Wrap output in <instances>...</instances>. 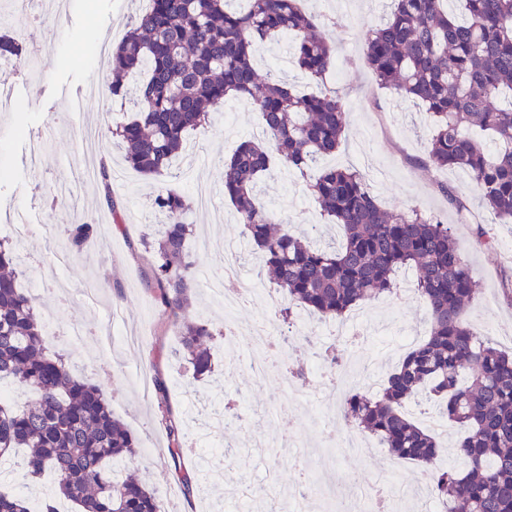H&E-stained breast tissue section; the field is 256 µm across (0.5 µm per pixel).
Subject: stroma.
<instances>
[{
    "label": "stroma",
    "instance_id": "obj_1",
    "mask_svg": "<svg viewBox=\"0 0 512 512\" xmlns=\"http://www.w3.org/2000/svg\"><path fill=\"white\" fill-rule=\"evenodd\" d=\"M146 5L147 0H29L28 18L0 20V34L22 44L10 61L12 107L0 110V228L19 218L34 229L18 278L28 287L41 319L53 323L51 341L67 355L74 375L102 388L113 414L141 447L150 449V463H133L129 469L157 488L161 512H234L224 500L225 487L252 484L272 470L280 483L287 484L295 472L284 454L237 455L235 448L243 442L238 436L230 440L233 450L221 465L213 460L202 463L199 450L184 448L182 466L200 467L206 474L204 488L185 494L169 466L158 395L153 392L145 398L140 393L136 375L144 368L151 377L165 380L169 416L184 425L188 435L205 434L212 445L223 442L222 433L207 430L204 413L212 406L224 409L232 401L236 414L244 416L254 431L297 446L307 462H334L347 481L365 480L383 467V452L364 461L350 456L328 441L319 421L321 405L329 396L320 389L312 368L327 365L332 355L343 358L342 337L323 336L311 328L305 340L280 343L278 351L289 372L311 373L294 394L283 393L273 379L254 383L246 369H225V330L233 329L245 350L250 322L279 315L278 306L269 304L263 292L268 285L263 261L224 196V162L241 141L261 138L259 112L245 102L227 100L225 108L235 111L232 125L224 123L225 108L215 109L204 128L188 133L192 150L175 161L173 175L158 179L128 169L117 141L103 137L91 144L84 139L86 129L104 128L130 115V105L114 102L102 91L108 61L96 57L94 48L117 43ZM301 6L318 19L323 37L336 49V67L325 84L346 101L349 128L336 154L319 158L307 173L274 166L258 181L261 202L296 233L341 240L342 228L326 226L307 189L323 169L336 166L359 171L383 208L403 211L419 206L448 224L480 283L478 297L464 312L466 322L477 335H489L499 348L512 352V293L506 288L512 281V253L503 248L512 241V224L497 225L499 248L478 244L477 228L486 221V212L475 198H466L460 208L443 193L447 186L462 189L469 176L434 168L426 155L431 117L411 100L381 88L363 58L364 39L390 12V0H302ZM91 150L109 171L123 170L127 176L118 183L97 178L73 185L81 198L76 209L57 188L68 182L70 171ZM164 188L192 200L186 215L193 226L187 252L198 286L191 311L193 318L214 329V372L197 381L179 354V326L156 298L151 257L141 244L142 236L156 232L163 221L153 200ZM108 195L119 205L122 226L108 221ZM86 222L98 224L96 240L81 251L67 252L66 226ZM228 239L239 245L237 267L244 283L256 289L248 305L230 320L206 286L224 272ZM63 251L68 254L64 263L57 259ZM92 284L99 291L96 300L89 301L85 295ZM362 307L367 317L357 323V331L388 319L415 344L429 331L427 310L417 293L395 291L363 302ZM76 322L88 330L79 343L68 334Z\"/></svg>",
    "mask_w": 512,
    "mask_h": 512
}]
</instances>
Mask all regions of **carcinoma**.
Returning a JSON list of instances; mask_svg holds the SVG:
<instances>
[{
    "label": "carcinoma",
    "instance_id": "obj_1",
    "mask_svg": "<svg viewBox=\"0 0 512 512\" xmlns=\"http://www.w3.org/2000/svg\"><path fill=\"white\" fill-rule=\"evenodd\" d=\"M148 0L112 50L106 88L133 94L135 117L112 135L126 162L144 176L171 174L188 131L208 121L228 98L261 114L269 146L238 145L224 164V195L248 230L273 284L290 306L338 319L360 302L392 290L397 270L418 272L430 331L387 376L381 392L346 397V421L377 438L394 460L430 469L438 456L434 433L403 407L426 391L462 436L453 448L463 467L440 471L432 484L447 512H512V354L476 335L463 320L479 288L448 225L414 208L389 211L355 170L329 167L309 184L331 224L345 230L339 248L317 247L293 234L259 201L256 180L275 164L304 172L336 151L348 125L347 106L334 88L295 94L253 64L254 46L285 36L293 64L320 79L336 65L333 48L298 0ZM392 9L363 44L378 84L418 101L434 119L428 144L438 168L461 169L494 224H512V0H391ZM165 222L142 239L152 257L161 304L178 320L195 288L183 220L188 200L163 190L155 198ZM70 249L97 235L98 225L66 227ZM19 244L0 239V381L32 392L20 409L0 401V460L24 450L22 468L34 478L55 476L43 512L57 498L79 512H161L157 490L127 473L112 477L117 460L144 456L135 436L115 417L106 395L76 378L57 352L30 298L10 269L21 266ZM180 347L193 377L212 372L206 322L180 323ZM169 455L182 456L185 436L162 412ZM185 494L202 471H176ZM0 512H29L27 501L0 491Z\"/></svg>",
    "mask_w": 512,
    "mask_h": 512
}]
</instances>
